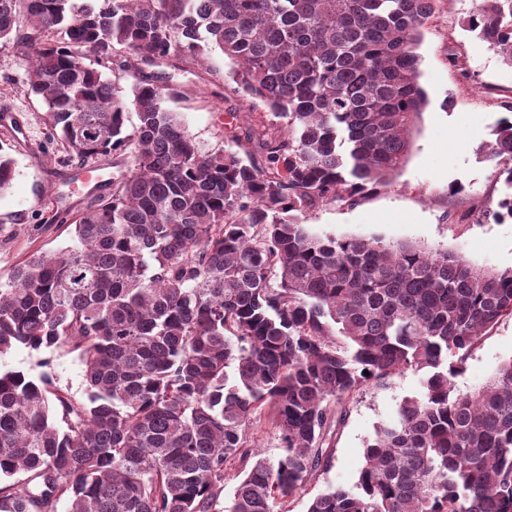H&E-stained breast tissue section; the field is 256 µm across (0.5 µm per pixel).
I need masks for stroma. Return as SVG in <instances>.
Instances as JSON below:
<instances>
[{"label":"stroma","instance_id":"obj_1","mask_svg":"<svg viewBox=\"0 0 512 512\" xmlns=\"http://www.w3.org/2000/svg\"><path fill=\"white\" fill-rule=\"evenodd\" d=\"M475 0H439L423 28L418 51L421 83L428 96L412 137L408 159L392 180L355 203H321L308 210L305 224L320 234L412 241L447 249L471 263L512 269V221L482 218L495 206L502 185L478 150L494 139L498 123L512 116V66L488 44L466 31ZM28 64L10 42L0 44V112L14 120L0 124V152L16 161L11 188L0 195V279L31 255H50L65 246L76 216L110 195L111 186L69 191L74 163L62 152L31 93ZM233 65L218 51L205 65L173 59L166 73L165 105L177 112L191 136L205 149L257 151L263 123L271 115L250 102L231 78ZM512 358V319L490 329L454 379L456 390L482 385L496 367ZM72 393L85 387L84 369L63 349H13L0 358L5 367L38 376L41 360ZM422 390L419 375L397 376L387 384L364 387L333 438L330 467L312 482L308 495L293 498L290 512H306L309 494L330 487H352L365 463V445L394 414L403 397Z\"/></svg>","mask_w":512,"mask_h":512}]
</instances>
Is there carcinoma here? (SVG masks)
I'll return each instance as SVG.
<instances>
[{
  "instance_id": "carcinoma-1",
  "label": "carcinoma",
  "mask_w": 512,
  "mask_h": 512,
  "mask_svg": "<svg viewBox=\"0 0 512 512\" xmlns=\"http://www.w3.org/2000/svg\"><path fill=\"white\" fill-rule=\"evenodd\" d=\"M436 4L0 0V41L28 62L54 137L77 164L110 153L113 168L71 243L0 283V357L64 348L86 382L77 396L0 369V512H289L360 391L409 371L422 391L376 428L354 486L307 512H512V358L473 391L453 385L512 318V269L303 221L402 168L428 105L418 47ZM465 27L512 65V0H480ZM119 49L122 69L218 49L286 124L260 162L206 150L156 76L127 93L75 66ZM479 154L504 185L482 216L512 221V119ZM14 176L0 152V193ZM263 421L273 458L252 448Z\"/></svg>"
}]
</instances>
